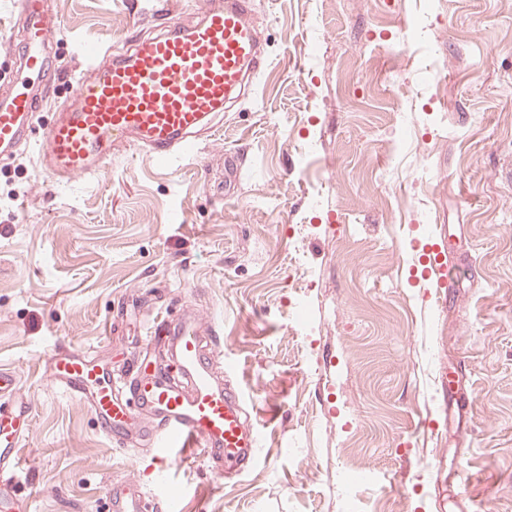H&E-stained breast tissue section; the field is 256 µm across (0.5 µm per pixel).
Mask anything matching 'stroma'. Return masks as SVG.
Masks as SVG:
<instances>
[{
    "mask_svg": "<svg viewBox=\"0 0 512 512\" xmlns=\"http://www.w3.org/2000/svg\"><path fill=\"white\" fill-rule=\"evenodd\" d=\"M200 6L53 0L56 97L83 45ZM252 20L268 65L194 157L131 146L59 184L33 151L0 162V367L32 401L13 490L28 512H109L128 476L167 512H512V0H253ZM432 236L447 302L410 278ZM162 309L214 328L261 434L247 468L113 443L50 380L65 351L172 365L139 344ZM473 401V392L470 386L460 383L459 377H448V417L456 411L461 418Z\"/></svg>",
    "mask_w": 512,
    "mask_h": 512,
    "instance_id": "stroma-1",
    "label": "stroma"
}]
</instances>
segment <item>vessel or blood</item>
Returning <instances> with one entry per match:
<instances>
[{
  "mask_svg": "<svg viewBox=\"0 0 512 512\" xmlns=\"http://www.w3.org/2000/svg\"><path fill=\"white\" fill-rule=\"evenodd\" d=\"M15 26L23 52L7 92L0 94V158L37 146L38 168L54 181L99 174L117 148H145L161 165L190 155L201 132L233 96L252 87L266 57L251 21L250 0H205L196 24L174 20L160 31L128 40L119 57L87 47L86 63L75 74L71 99L56 102L53 117L39 126L38 103L58 66L48 47L60 24L49 0H18ZM41 135H34V128ZM435 286L449 291L454 277L437 251H429ZM147 342L168 343L177 376L115 369L85 352H60L49 360V376L90 409L100 429L122 439L129 427L167 458L184 448L237 466L250 463L259 434L238 391L220 385L217 340L198 315L156 316ZM473 401L470 387L448 381V409L464 413ZM32 407L15 371L0 368V480L20 466V448L29 432ZM110 512H149L151 503L132 479L109 491Z\"/></svg>",
  "mask_w": 512,
  "mask_h": 512,
  "instance_id": "obj_1",
  "label": "vessel or blood"
}]
</instances>
